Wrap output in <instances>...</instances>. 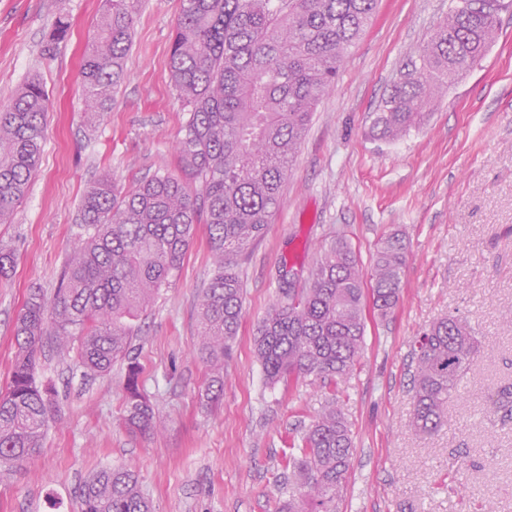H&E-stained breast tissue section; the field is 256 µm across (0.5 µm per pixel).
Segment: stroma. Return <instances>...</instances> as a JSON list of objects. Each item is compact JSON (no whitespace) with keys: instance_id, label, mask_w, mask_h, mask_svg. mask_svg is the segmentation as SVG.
Wrapping results in <instances>:
<instances>
[{"instance_id":"stroma-1","label":"stroma","mask_w":512,"mask_h":512,"mask_svg":"<svg viewBox=\"0 0 512 512\" xmlns=\"http://www.w3.org/2000/svg\"><path fill=\"white\" fill-rule=\"evenodd\" d=\"M100 0H0V109L30 77L48 90L51 117L39 172L0 243L15 267L0 278V391L16 349L14 321L29 289L53 295L82 235L81 200L102 174L130 190L158 171L180 174L175 149L184 112L168 80L180 0H141L126 78L108 112L89 124L79 70L96 33ZM448 13V0H379L324 96L282 187L265 234L235 258L243 319L216 405L203 398L198 299L215 273L198 225L176 276L132 321L140 388L156 427L123 422L126 362L90 375L75 353L44 337L35 378L52 385L40 453L0 481V512H78L77 491L104 467H135L152 512H278L289 436L324 403L318 386L266 382L256 328L283 283L345 238L370 266L382 238L407 248L401 302L382 318L365 308V350L339 387L353 455L340 512H512V408L489 397L512 391V16L496 42L448 92L428 121L387 142L372 115L404 62ZM69 40L50 63L41 50L58 17ZM464 321L479 342L448 426L417 433L411 345L440 318Z\"/></svg>"}]
</instances>
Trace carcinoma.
Returning a JSON list of instances; mask_svg holds the SVG:
<instances>
[{
    "label": "carcinoma",
    "mask_w": 512,
    "mask_h": 512,
    "mask_svg": "<svg viewBox=\"0 0 512 512\" xmlns=\"http://www.w3.org/2000/svg\"><path fill=\"white\" fill-rule=\"evenodd\" d=\"M140 0H102L97 34L81 63L86 111L98 119L126 76ZM508 0H450L428 43L402 66L372 132L393 140L423 121L435 95L486 54ZM377 0H180L169 55V78L185 119L177 152L186 183L157 172L121 194L104 174L80 208L86 233L73 247L52 299L30 290L14 323L17 347L6 391L0 392V479L26 467L40 450L51 418L50 391L37 385V353L45 336L77 344L79 364L105 374L128 361L125 423L154 428L138 365L130 360L124 319L147 310L178 271L196 225L207 226L216 271L198 302L200 354L209 367L206 398L223 389L224 364L242 320V284L234 255L261 237L282 205L319 101L335 83L349 48L369 24ZM70 24L58 18L42 49L52 61ZM50 96L38 80L0 110V224L23 202L44 151ZM406 245L382 239L365 274L339 238L307 269L308 287L282 290L254 337L267 382L339 385L365 347V285L386 317L398 306ZM478 340L455 317L438 320L417 341L412 426L431 434L474 363ZM350 423L337 390L312 424L289 440L282 461L288 499L280 512H339L352 456ZM79 512H150L133 467H105L82 485Z\"/></svg>",
    "instance_id": "obj_1"
}]
</instances>
